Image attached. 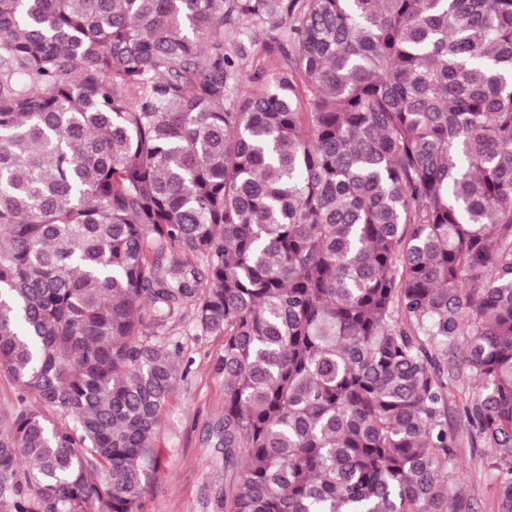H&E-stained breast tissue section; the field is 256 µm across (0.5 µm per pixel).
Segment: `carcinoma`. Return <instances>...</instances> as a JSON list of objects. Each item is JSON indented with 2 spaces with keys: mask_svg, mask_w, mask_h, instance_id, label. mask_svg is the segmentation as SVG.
<instances>
[{
  "mask_svg": "<svg viewBox=\"0 0 512 512\" xmlns=\"http://www.w3.org/2000/svg\"><path fill=\"white\" fill-rule=\"evenodd\" d=\"M188 319L227 512H471L459 339L512 512V0H0V512H142Z\"/></svg>",
  "mask_w": 512,
  "mask_h": 512,
  "instance_id": "obj_1",
  "label": "carcinoma"
}]
</instances>
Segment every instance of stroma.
<instances>
[{
  "label": "stroma",
  "instance_id": "35a3bbf8",
  "mask_svg": "<svg viewBox=\"0 0 512 512\" xmlns=\"http://www.w3.org/2000/svg\"><path fill=\"white\" fill-rule=\"evenodd\" d=\"M175 338L186 376L178 380L153 441L160 461L151 474L143 512H225L228 474L210 440L213 425L224 414V376L217 369L224 340L197 335L189 322L178 327ZM455 479L472 512H493L494 483L472 448H458Z\"/></svg>",
  "mask_w": 512,
  "mask_h": 512
}]
</instances>
